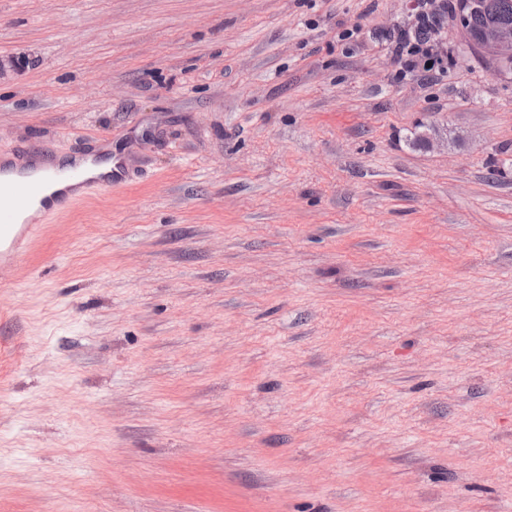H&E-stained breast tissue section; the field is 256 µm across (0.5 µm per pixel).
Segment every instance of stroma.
Wrapping results in <instances>:
<instances>
[{
  "mask_svg": "<svg viewBox=\"0 0 512 512\" xmlns=\"http://www.w3.org/2000/svg\"><path fill=\"white\" fill-rule=\"evenodd\" d=\"M413 18L0 0V148L128 177L0 272V512H512V73ZM419 10L415 15L413 26H403L398 29V36L393 49L398 59H405V67L409 71L421 73L428 79H435L445 73L444 60H448V48L443 46V25L445 15H448V1L421 0ZM422 25L430 28V35L425 40L411 39V32Z\"/></svg>",
  "mask_w": 512,
  "mask_h": 512,
  "instance_id": "obj_1",
  "label": "stroma"
}]
</instances>
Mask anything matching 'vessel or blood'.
Listing matches in <instances>:
<instances>
[{
    "mask_svg": "<svg viewBox=\"0 0 512 512\" xmlns=\"http://www.w3.org/2000/svg\"><path fill=\"white\" fill-rule=\"evenodd\" d=\"M121 179L118 173L109 180L91 178L87 167L78 162L61 171L37 175L15 162L7 167L0 165V265L17 262L34 241L36 227L28 213L34 204L44 202L51 184L64 181L86 192L111 187Z\"/></svg>",
    "mask_w": 512,
    "mask_h": 512,
    "instance_id": "1",
    "label": "vessel or blood"
}]
</instances>
